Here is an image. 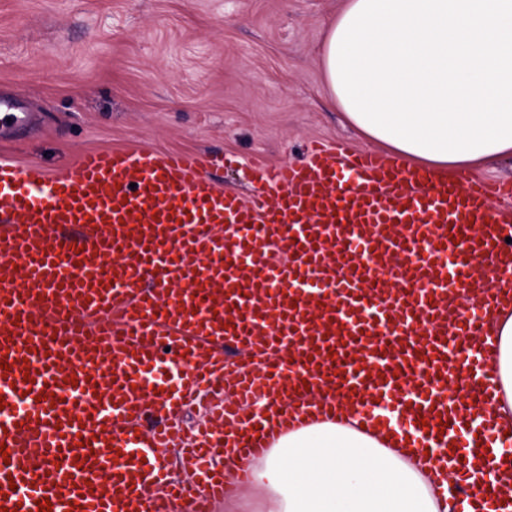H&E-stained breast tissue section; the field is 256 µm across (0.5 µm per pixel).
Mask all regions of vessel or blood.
I'll use <instances>...</instances> for the list:
<instances>
[{
    "mask_svg": "<svg viewBox=\"0 0 512 512\" xmlns=\"http://www.w3.org/2000/svg\"><path fill=\"white\" fill-rule=\"evenodd\" d=\"M89 151L48 175L0 160V512H223L221 467L264 455V399L303 424L352 400L422 451L484 462L462 512H499L504 441L490 317L512 288V212L481 182L437 181L371 152L313 148L251 165ZM470 304H456L458 294ZM216 403L185 442L200 393ZM210 177L218 185L224 187V190L236 191L245 201L250 199L252 188L243 166L239 168H214L210 172Z\"/></svg>",
    "mask_w": 512,
    "mask_h": 512,
    "instance_id": "vessel-or-blood-1",
    "label": "vessel or blood"
}]
</instances>
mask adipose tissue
<instances>
[{"label": "adipose tissue", "mask_w": 512, "mask_h": 512, "mask_svg": "<svg viewBox=\"0 0 512 512\" xmlns=\"http://www.w3.org/2000/svg\"><path fill=\"white\" fill-rule=\"evenodd\" d=\"M364 138L401 165L432 170L438 180H453L477 164L512 160V146L466 160H436L397 147L364 131ZM498 339L494 369L500 394L496 413L512 434V315L494 322ZM272 448L250 468V491L267 496L274 512H456V471L443 487L418 465V452L393 432L361 427L354 414L291 431L269 423Z\"/></svg>", "instance_id": "adipose-tissue-1"}]
</instances>
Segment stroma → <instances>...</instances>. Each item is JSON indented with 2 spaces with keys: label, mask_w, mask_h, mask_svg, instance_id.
<instances>
[{
  "label": "stroma",
  "mask_w": 512,
  "mask_h": 512,
  "mask_svg": "<svg viewBox=\"0 0 512 512\" xmlns=\"http://www.w3.org/2000/svg\"><path fill=\"white\" fill-rule=\"evenodd\" d=\"M343 0H0V91L36 125L0 158L56 173L93 149L233 155L214 182L250 199L244 170L311 145L375 151L345 127L319 48Z\"/></svg>",
  "instance_id": "stroma-1"
}]
</instances>
